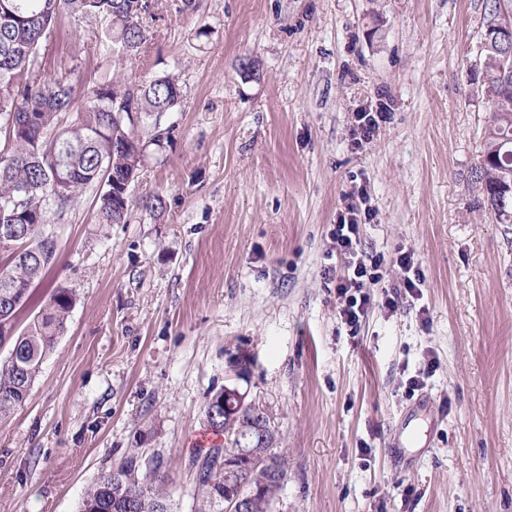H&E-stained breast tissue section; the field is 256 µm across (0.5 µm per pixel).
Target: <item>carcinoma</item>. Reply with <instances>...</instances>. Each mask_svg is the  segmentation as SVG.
<instances>
[{"mask_svg":"<svg viewBox=\"0 0 512 512\" xmlns=\"http://www.w3.org/2000/svg\"><path fill=\"white\" fill-rule=\"evenodd\" d=\"M488 20L512 15V0H487ZM101 26L99 44L119 64L131 63L147 41L144 21L148 0H0V212L17 210L10 220L18 236L0 268V341L8 339V356L0 362V416L22 405L36 375L66 329L73 293L56 289L41 314L20 335L13 319L41 282L56 257L57 240L47 230V213L62 219L68 208L89 189H96L102 224H125L130 194L119 184L138 174L145 147L136 132L141 116L173 112L183 98L179 78L162 74L128 87L115 79L88 92L83 109L70 112L80 88L70 73H46L41 42L58 19ZM488 83L495 88L492 118L485 132L480 165L475 170L495 218L512 224V73L499 76L492 65L491 43L482 48ZM125 100L122 126L112 123L113 103ZM223 396L205 404L208 425L224 434V443L198 449L189 459L194 475L191 512H224L225 494L253 496L252 512H272L282 485L264 469L226 465L240 448L242 432L254 447L267 445L263 424L243 407H220ZM137 453L125 456L86 491L80 512H172L171 491L164 460L153 457L145 469L136 468Z\"/></svg>","mask_w":512,"mask_h":512,"instance_id":"cac0c4a2","label":"carcinoma"}]
</instances>
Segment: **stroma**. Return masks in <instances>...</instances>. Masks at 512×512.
Returning a JSON list of instances; mask_svg holds the SVG:
<instances>
[{
    "mask_svg": "<svg viewBox=\"0 0 512 512\" xmlns=\"http://www.w3.org/2000/svg\"><path fill=\"white\" fill-rule=\"evenodd\" d=\"M485 5L154 0L145 49L122 67L94 25L59 21L42 65L70 70L74 109L112 78L163 73L183 102L137 127L127 223H100L89 192L48 225L57 257L16 328L54 289L76 300L26 402L0 419V512H79L132 451L164 457L173 510L190 512L205 403L241 381L244 353L249 397L288 450L273 512H512V224L474 178L492 105ZM248 59L257 77L241 76ZM380 99L387 122L352 145L354 112ZM358 186L385 285L401 248L425 283L418 305L371 309L352 337L324 271ZM154 194L163 208L145 209ZM422 399L418 446L396 459L389 444Z\"/></svg>",
    "mask_w": 512,
    "mask_h": 512,
    "instance_id": "obj_1",
    "label": "stroma"
}]
</instances>
